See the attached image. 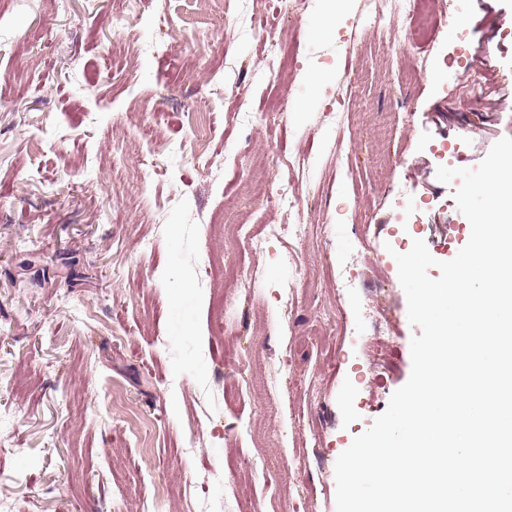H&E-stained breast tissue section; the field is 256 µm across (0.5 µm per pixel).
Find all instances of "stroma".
Listing matches in <instances>:
<instances>
[{
  "instance_id": "35a3bbf8",
  "label": "stroma",
  "mask_w": 512,
  "mask_h": 512,
  "mask_svg": "<svg viewBox=\"0 0 512 512\" xmlns=\"http://www.w3.org/2000/svg\"><path fill=\"white\" fill-rule=\"evenodd\" d=\"M223 2L0 0V512H336L410 377L393 254L468 241L436 172L512 137V0L326 38L324 0Z\"/></svg>"
}]
</instances>
